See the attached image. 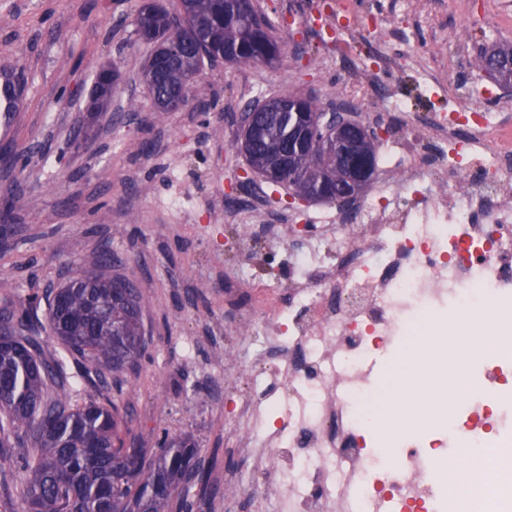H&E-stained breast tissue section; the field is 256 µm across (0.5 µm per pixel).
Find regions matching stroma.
I'll return each mask as SVG.
<instances>
[{
  "mask_svg": "<svg viewBox=\"0 0 512 512\" xmlns=\"http://www.w3.org/2000/svg\"><path fill=\"white\" fill-rule=\"evenodd\" d=\"M140 0H0V72L23 77L7 131L0 132V203L16 199L12 235L0 242V306H20L28 293L51 288L90 269L103 249L137 280L148 346L137 375L114 399L133 420L121 431L125 447L151 448L157 437L191 435L211 477L247 478L250 464L224 444V414L239 399L224 392V339L238 336L250 292L247 279L286 286L314 269L288 265V254L318 239L333 203L291 208L288 191L251 178L232 194L227 185L246 168L235 152L240 116L249 103L283 90L314 96L326 107L346 89L343 70L325 53L327 26L305 24L309 14L331 18L337 0H256L280 20L281 56L238 67L205 64L198 82L204 104L155 111L140 73L150 53L132 24ZM353 0L365 16L390 27L378 55L408 58L407 68L383 73L409 111H447L457 95L504 113L512 95L457 67L450 50L461 16L468 45L498 38L486 0ZM116 68L121 80L112 104L96 118L84 107L96 71ZM304 230L277 257L263 242L244 250L226 245L245 213Z\"/></svg>",
  "mask_w": 512,
  "mask_h": 512,
  "instance_id": "stroma-1",
  "label": "stroma"
}]
</instances>
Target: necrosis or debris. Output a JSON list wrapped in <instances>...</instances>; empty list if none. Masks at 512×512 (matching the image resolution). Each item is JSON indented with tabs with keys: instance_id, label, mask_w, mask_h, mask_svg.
Segmentation results:
<instances>
[{
	"instance_id": "4bbe7bcc",
	"label": "necrosis or debris",
	"mask_w": 512,
	"mask_h": 512,
	"mask_svg": "<svg viewBox=\"0 0 512 512\" xmlns=\"http://www.w3.org/2000/svg\"><path fill=\"white\" fill-rule=\"evenodd\" d=\"M349 83L377 93L401 127L455 155L448 186H429L419 151L384 165L372 189L325 225L323 246L289 254L311 264L320 283L296 281L291 310L266 283L253 286L240 345L225 343L224 372L247 386L225 427L227 446L248 459L257 489L224 483V499L248 498L251 512H447L445 435L466 448L512 440V126L491 122L470 98L450 112H408L387 100L372 70ZM423 193L411 207L391 201L401 181ZM335 262H327L326 249ZM468 314L465 323L449 307ZM447 316L449 337L414 373L416 390L401 425L437 431V439L395 441L389 468L369 446L356 406L374 402L370 356L401 345L419 318ZM479 495L466 512H512V469L473 459Z\"/></svg>"
}]
</instances>
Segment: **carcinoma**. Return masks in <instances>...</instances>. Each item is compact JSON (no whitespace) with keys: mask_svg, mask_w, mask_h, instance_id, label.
Wrapping results in <instances>:
<instances>
[{"mask_svg":"<svg viewBox=\"0 0 512 512\" xmlns=\"http://www.w3.org/2000/svg\"><path fill=\"white\" fill-rule=\"evenodd\" d=\"M133 23L144 41L158 47L188 42L189 57L196 59L193 67L154 80L156 57L147 58L142 78L161 112L179 109L174 95L203 61H222L230 51L234 65L255 66L278 46L275 23L255 0H190L184 18L150 0ZM507 53L511 43H496L477 54L475 64L481 68L486 56ZM118 80L117 70H100L87 111H102L111 82ZM304 99L300 113L254 115L261 134H246L248 164L263 169L288 149L291 130L307 124L316 106L314 97ZM336 177V167L306 157L281 171L279 185L305 190L315 180L330 190ZM112 264V253L103 251L92 269L48 296L46 329L76 361L75 374L65 362L39 355L38 295L28 296L22 309H0V462L18 473L29 512H202L218 487L189 439L163 435L147 461L144 449L123 447L115 402L71 403L75 386L106 389L109 374L121 383L145 353L141 290L133 279L112 273Z\"/></svg>","mask_w":512,"mask_h":512,"instance_id":"1","label":"carcinoma"}]
</instances>
